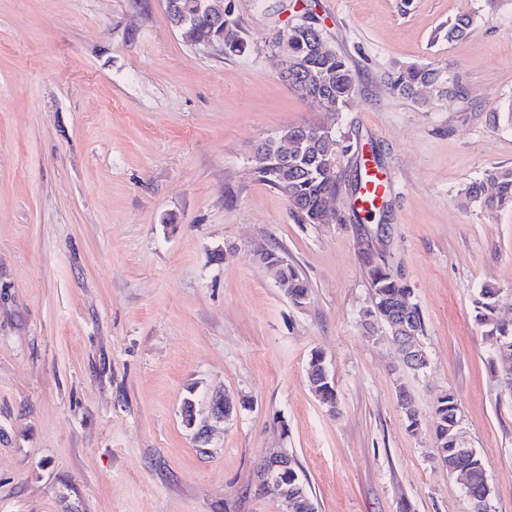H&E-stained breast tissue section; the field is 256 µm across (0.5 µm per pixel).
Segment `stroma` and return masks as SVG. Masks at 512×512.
<instances>
[{"mask_svg":"<svg viewBox=\"0 0 512 512\" xmlns=\"http://www.w3.org/2000/svg\"><path fill=\"white\" fill-rule=\"evenodd\" d=\"M247 42L186 43L164 0H0V512H285L257 465L292 457L318 512H472L439 464L433 404L454 394L492 489L512 512V393L473 321L482 285L512 309V208L460 190L512 168V0H225ZM346 56L342 114L357 163L378 157L384 205L338 199L342 223L301 224L258 181V143L319 124L284 80L277 32L302 15ZM471 17L465 40L443 32ZM411 64L467 94L394 93ZM370 245L410 286L429 366L405 367L364 325ZM307 281L294 305L260 260ZM322 352L338 403L312 393ZM246 399L199 447L190 384ZM418 414L409 429L399 391ZM261 261L267 267H277L278 274L288 283V299L294 305L303 304V301L308 296L309 287L298 270L274 250L263 252L261 254Z\"/></svg>","mask_w":512,"mask_h":512,"instance_id":"35a3bbf8","label":"stroma"}]
</instances>
